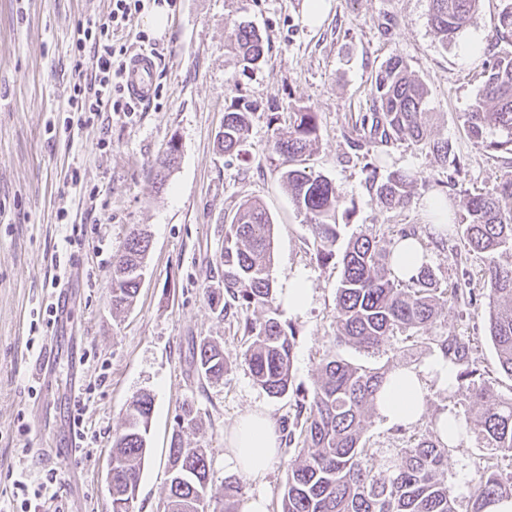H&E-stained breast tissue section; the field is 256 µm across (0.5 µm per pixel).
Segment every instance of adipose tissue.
<instances>
[{"label":"adipose tissue","instance_id":"ef3b65f1","mask_svg":"<svg viewBox=\"0 0 512 512\" xmlns=\"http://www.w3.org/2000/svg\"><path fill=\"white\" fill-rule=\"evenodd\" d=\"M453 367L442 354L423 366L405 367L391 373L376 394L377 411L388 425L419 423L425 409L428 383L447 388ZM279 434L264 412L241 416L230 428L224 460L246 476L257 479L267 472L278 455Z\"/></svg>","mask_w":512,"mask_h":512}]
</instances>
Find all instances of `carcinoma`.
Segmentation results:
<instances>
[{"label": "carcinoma", "instance_id": "cac0c4a2", "mask_svg": "<svg viewBox=\"0 0 512 512\" xmlns=\"http://www.w3.org/2000/svg\"><path fill=\"white\" fill-rule=\"evenodd\" d=\"M480 2L429 0V21L442 44L459 36ZM507 33H512V0H505L499 13L496 39ZM230 40L243 69L261 63L263 39L253 24H239ZM371 94V131L380 142L427 140L428 89L401 57L382 64ZM251 115L247 105L234 103L228 108L217 139L220 151L228 155L241 151L252 125ZM460 118L477 146L512 154V49L496 57L470 109ZM317 139L315 113L294 112L288 132L274 137L272 152L282 159L276 166L280 180L311 224L317 258L323 264L339 258L336 342L373 353L399 334L433 324L448 305L465 301L471 306L479 295L486 299L487 328L500 369L512 377V171L504 174L496 194L470 196L465 212L453 224L467 250L484 255L482 292L477 294L458 283L441 286L428 264L412 281L397 278L390 265L395 238L360 233L336 254L340 237L336 187L306 165ZM429 149L445 163L453 153L447 139L429 141ZM178 162L179 150L171 144L155 163L157 189L163 188ZM365 167L384 207L407 204L411 183L406 174L400 170L380 174L376 157ZM273 244L274 222L264 205L258 200L242 203L224 225L223 287L208 299L222 313L235 306L260 311L256 318L247 315L238 321L245 345L243 361L255 384L269 396L296 397L295 418L282 431L286 443L301 445L302 454L287 463L286 482L274 512H456L445 480L454 444L441 441L436 424L414 425L407 446L399 449L387 473L368 464L363 435L368 416L376 409L375 393L388 371L353 364L332 350L321 359L312 390L293 386L295 332L278 318L271 274ZM149 248L148 232L132 229L113 263V310L133 305L141 285L139 270L144 268ZM437 346L454 368L450 389L458 404L466 413L481 409L473 430L477 444L491 453L475 464L469 512H484L490 500L512 498V470L504 466V461L512 462V398L497 403L487 400L486 383L470 361L469 346L462 338L447 336ZM193 359L197 372L206 379L217 381L224 376V352L217 344L200 342ZM153 402L148 392L135 396L123 412L122 430L113 437L111 512H133ZM196 425L193 407L182 404L168 449L166 512H210L213 502L220 505L219 512H237L240 484L231 479L215 484L208 450L184 446L183 433Z\"/></svg>", "mask_w": 512, "mask_h": 512}]
</instances>
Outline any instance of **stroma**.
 <instances>
[{
    "instance_id": "obj_1",
    "label": "stroma",
    "mask_w": 512,
    "mask_h": 512,
    "mask_svg": "<svg viewBox=\"0 0 512 512\" xmlns=\"http://www.w3.org/2000/svg\"><path fill=\"white\" fill-rule=\"evenodd\" d=\"M318 26L306 22L308 0H169L164 35H149L136 15L124 39L149 35L156 48L157 94L132 116L78 123L68 102L75 80L77 26L104 18L110 0H0V497L22 472H53L56 498L34 492L16 498L14 512H109L105 473L122 413L140 392L154 408L134 512H164L167 448L183 403L198 427L186 439L208 449L216 479L237 477L224 463V437L244 413L260 409L275 425L296 411L293 398L268 396L242 361L239 314H219L207 293L224 273V226L239 205L260 200L275 222L272 276L276 288L303 274L312 299L303 315L280 311L295 330L294 382L312 388L322 356L335 350L367 367H419L437 351L436 340L456 335L489 386V397H512L487 330L484 302L452 304L426 330L431 344L391 339L367 353L336 336V262L321 263L304 214L281 184L271 152L289 115H317L319 139L309 164L332 181L342 239L364 231L391 235L415 228L442 283L484 279V261L459 240L428 232L424 201L447 192L449 209L467 195L495 193L512 154L474 146L459 116L482 85L485 63L502 49L494 38L502 0H482L455 42L441 45L429 20L428 0H326ZM252 22L264 39V62L244 69L228 47L235 25ZM402 57L429 89L432 136L451 141L465 176L447 183L452 165L409 142L373 147L384 171L413 178L410 201L383 208L372 190L355 123L370 111L371 80L391 56ZM238 91L228 88L230 79ZM243 97L254 116L242 152L217 149L224 113ZM179 163L163 189L152 170L169 144ZM79 184H72V176ZM81 226L79 242L65 235ZM151 235L145 279L134 306L112 311V261L134 226ZM67 279L73 314L50 322L41 306L51 300L53 277ZM219 344L227 370L221 380L198 375L192 353L201 340ZM87 394L85 447L68 452L75 396ZM375 470L405 447L403 429L372 415L364 434ZM299 446H281L263 478L243 479L242 501L264 494L276 502L286 463ZM466 433L448 463V490L457 512H467L475 460L482 457Z\"/></svg>"
}]
</instances>
